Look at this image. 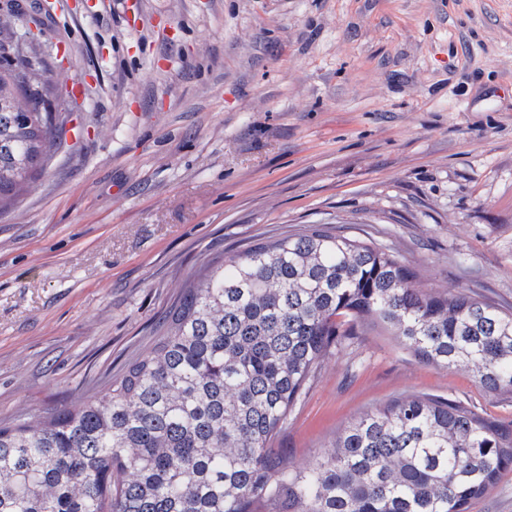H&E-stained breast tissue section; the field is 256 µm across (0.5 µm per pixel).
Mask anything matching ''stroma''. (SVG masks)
Masks as SVG:
<instances>
[{
  "label": "stroma",
  "instance_id": "1",
  "mask_svg": "<svg viewBox=\"0 0 512 512\" xmlns=\"http://www.w3.org/2000/svg\"><path fill=\"white\" fill-rule=\"evenodd\" d=\"M7 8L49 33L42 78L64 91L59 149L0 210V419L147 354L208 261L313 225L382 246L425 291L512 310V0ZM405 395L512 422V393L361 323L273 446L311 465Z\"/></svg>",
  "mask_w": 512,
  "mask_h": 512
}]
</instances>
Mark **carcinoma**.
<instances>
[{
	"label": "carcinoma",
	"instance_id": "1",
	"mask_svg": "<svg viewBox=\"0 0 512 512\" xmlns=\"http://www.w3.org/2000/svg\"><path fill=\"white\" fill-rule=\"evenodd\" d=\"M0 91L17 85L0 34ZM55 89L0 100V208L60 141ZM386 249L319 228L251 245L185 284L151 351L72 406L0 421V512H467L512 468V428L406 396L293 468L271 448L321 360L369 321L419 359L512 391V311L430 293Z\"/></svg>",
	"mask_w": 512,
	"mask_h": 512
}]
</instances>
